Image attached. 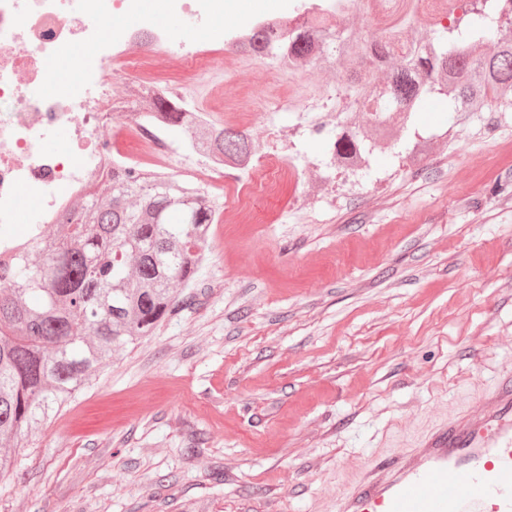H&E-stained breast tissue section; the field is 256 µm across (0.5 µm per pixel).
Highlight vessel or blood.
<instances>
[{
	"label": "vessel or blood",
	"mask_w": 512,
	"mask_h": 512,
	"mask_svg": "<svg viewBox=\"0 0 512 512\" xmlns=\"http://www.w3.org/2000/svg\"><path fill=\"white\" fill-rule=\"evenodd\" d=\"M336 512H512V372L497 377L480 412L450 417L370 467Z\"/></svg>",
	"instance_id": "obj_1"
}]
</instances>
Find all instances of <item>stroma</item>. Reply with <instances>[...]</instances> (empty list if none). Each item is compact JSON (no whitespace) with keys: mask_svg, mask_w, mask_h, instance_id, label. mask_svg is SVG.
<instances>
[{"mask_svg":"<svg viewBox=\"0 0 512 512\" xmlns=\"http://www.w3.org/2000/svg\"><path fill=\"white\" fill-rule=\"evenodd\" d=\"M238 25L199 76L165 61L155 83L257 143L274 127L294 172L256 161L241 180L273 189L248 203L225 186L187 304L24 438L0 512H335L364 466L478 411L512 371V112L445 137L427 99L370 175L325 182L301 114L365 124L334 111L358 58L289 79L243 68ZM273 90L291 105L267 107ZM416 133L437 140L415 164L400 146Z\"/></svg>","mask_w":512,"mask_h":512,"instance_id":"stroma-1","label":"stroma"}]
</instances>
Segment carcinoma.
I'll return each instance as SVG.
<instances>
[{"label":"carcinoma","instance_id":"obj_1","mask_svg":"<svg viewBox=\"0 0 512 512\" xmlns=\"http://www.w3.org/2000/svg\"><path fill=\"white\" fill-rule=\"evenodd\" d=\"M448 25L422 42L404 37L407 23L384 28L362 43L369 67L347 76L336 111L357 107L381 129L394 117L405 127L424 96L448 102V124L459 116L494 112L512 89V0H448ZM331 28L288 31L254 25L248 37L257 58L288 59L292 69L335 64L358 42ZM387 69L379 84L374 71ZM170 132L189 134L195 152L241 170L258 151L244 131L214 122L192 124L177 94L132 88ZM376 140L336 124L320 161L323 179L339 167L369 168ZM431 139L405 145L407 157L426 155ZM73 221L56 225L29 248L0 262V474L16 463L15 448L43 420L74 401L112 355L151 335L184 303L203 266L221 204L206 188L136 168L112 167L74 203Z\"/></svg>","mask_w":512,"mask_h":512}]
</instances>
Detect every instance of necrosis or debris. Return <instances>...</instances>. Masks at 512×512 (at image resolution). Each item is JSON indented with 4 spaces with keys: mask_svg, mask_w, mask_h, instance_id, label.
<instances>
[{
    "mask_svg": "<svg viewBox=\"0 0 512 512\" xmlns=\"http://www.w3.org/2000/svg\"><path fill=\"white\" fill-rule=\"evenodd\" d=\"M164 2L170 14L193 16L200 31L224 24L222 0ZM171 55L195 70L216 52L194 40L172 44L137 0H0V254L57 223L105 166L167 169L164 126L128 111L112 79L154 86L153 61ZM62 71L71 75L67 89L50 92ZM62 126L65 144L44 150L45 134Z\"/></svg>",
    "mask_w": 512,
    "mask_h": 512,
    "instance_id": "4bbe7bcc",
    "label": "necrosis or debris"
}]
</instances>
